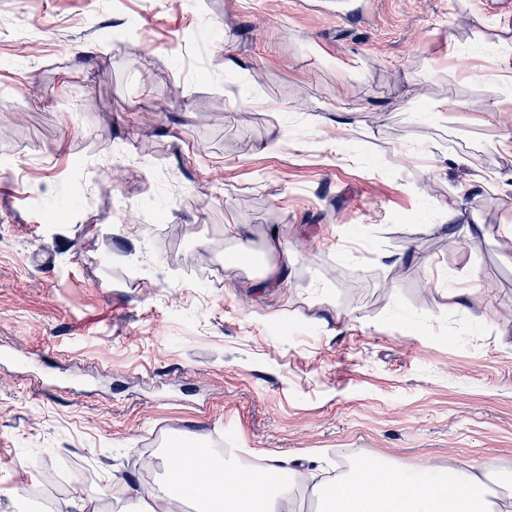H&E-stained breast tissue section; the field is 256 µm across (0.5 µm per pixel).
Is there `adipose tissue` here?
<instances>
[{
    "instance_id": "1",
    "label": "adipose tissue",
    "mask_w": 512,
    "mask_h": 512,
    "mask_svg": "<svg viewBox=\"0 0 512 512\" xmlns=\"http://www.w3.org/2000/svg\"><path fill=\"white\" fill-rule=\"evenodd\" d=\"M375 471V483L359 492L349 474L321 480V466L296 463L271 453L252 468L215 457L207 471L183 459V473L168 474L149 489H134V512H183L188 502L205 504L208 512H294V490L309 486L324 501L323 512H512V496L487 499L488 474L468 468L457 477L435 475L415 481L403 470L373 458L360 462Z\"/></svg>"
}]
</instances>
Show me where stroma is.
Wrapping results in <instances>:
<instances>
[{"label":"stroma","instance_id":"stroma-1","mask_svg":"<svg viewBox=\"0 0 512 512\" xmlns=\"http://www.w3.org/2000/svg\"><path fill=\"white\" fill-rule=\"evenodd\" d=\"M349 2L0 0V109L25 115L0 121V512H125L105 483L162 482L190 434L512 490V12ZM105 158L126 176L89 191ZM228 224L258 265L284 235L282 287L226 271ZM355 123L347 121L336 125V137H328L323 143V148L336 155V159H342L343 147L349 136L354 133Z\"/></svg>","mask_w":512,"mask_h":512}]
</instances>
